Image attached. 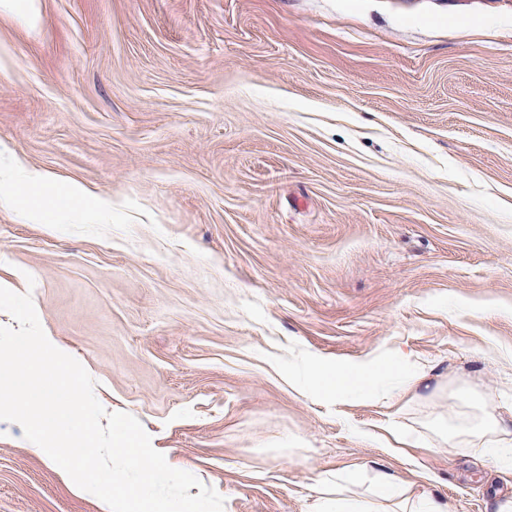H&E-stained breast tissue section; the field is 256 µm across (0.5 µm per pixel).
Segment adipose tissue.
Here are the masks:
<instances>
[{"label":"adipose tissue","instance_id":"ef3b65f1","mask_svg":"<svg viewBox=\"0 0 512 512\" xmlns=\"http://www.w3.org/2000/svg\"><path fill=\"white\" fill-rule=\"evenodd\" d=\"M103 198L90 197L80 186L61 187L41 170L17 160L0 164V207L26 212L38 224L49 212L102 209ZM305 379L326 394L345 398L386 388L397 395L417 393L425 378L409 355L397 353L385 360L329 364L316 358L302 364ZM433 438L453 447H478L504 469L512 470V427L494 411L457 421L436 416ZM312 512H447V507L428 491L407 493L386 476H379L366 494L348 493L344 486L320 491Z\"/></svg>","mask_w":512,"mask_h":512}]
</instances>
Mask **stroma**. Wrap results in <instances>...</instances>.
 I'll use <instances>...</instances> for the list:
<instances>
[{"label": "stroma", "mask_w": 512, "mask_h": 512, "mask_svg": "<svg viewBox=\"0 0 512 512\" xmlns=\"http://www.w3.org/2000/svg\"><path fill=\"white\" fill-rule=\"evenodd\" d=\"M0 0V150L112 200L0 208V280L107 411L225 499L310 512L360 469L494 512L512 470L436 448L512 423V0ZM410 353L418 395L299 373ZM0 512H105L0 426ZM433 438L451 447H479L495 459L502 469L512 470V435L509 425L494 410L481 411L472 419L465 416L448 424L442 415L432 420Z\"/></svg>", "instance_id": "35a3bbf8"}]
</instances>
